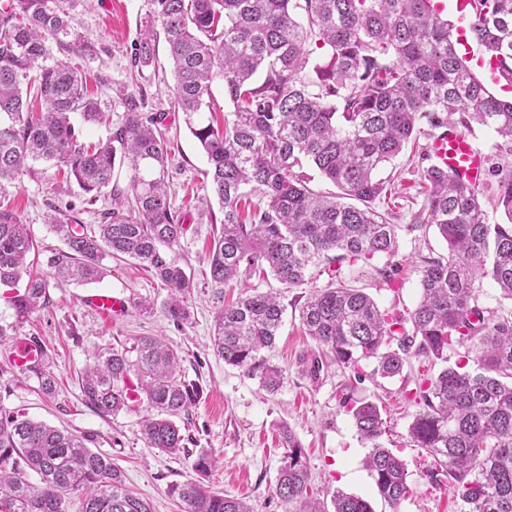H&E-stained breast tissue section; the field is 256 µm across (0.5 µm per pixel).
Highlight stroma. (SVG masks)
I'll use <instances>...</instances> for the list:
<instances>
[{
    "instance_id": "obj_1",
    "label": "stroma",
    "mask_w": 512,
    "mask_h": 512,
    "mask_svg": "<svg viewBox=\"0 0 512 512\" xmlns=\"http://www.w3.org/2000/svg\"><path fill=\"white\" fill-rule=\"evenodd\" d=\"M60 5L72 10L96 53L81 58L54 45L50 59L79 64L89 89L109 115L108 124L82 127L80 141H105L111 127L122 121L124 97L128 94L142 102L144 112L165 117L163 127L174 146L171 198L185 226L173 255L194 284L187 299L191 317L187 322L174 323L163 307L166 289L136 260L127 257L107 260V272L100 282L84 286L50 284L48 304L24 323L20 333L43 345L55 377V391L45 394L34 375L13 370L8 361L13 340L0 339V412H18L85 436L89 448L111 457L126 485L147 498L153 512H181L180 503L169 489L194 478L190 453L200 448L212 450L218 459L207 480L210 487L246 500L254 512H284V504L273 491L284 455L277 432L282 425L290 428L301 443L311 487L320 501H327L329 491L340 489L368 499L375 512H457L449 492L431 484L426 475L430 457L410 441L408 426L417 407L405 398L403 378L372 377L373 365L369 362L362 363L363 377L359 380L352 371L333 364L315 376L306 371L304 359L317 356L319 348L301 329L299 290H282L284 323L275 346L263 353L267 363L283 372V383L276 393L266 392L257 378L225 365L214 354L210 337L215 308L206 284L205 263L216 233L204 205L212 195L205 175L208 165L182 114L169 104L167 87L173 75L166 52H159L156 66L139 70L133 63L147 0H60ZM468 134L488 157L487 186H496L500 178L512 174V144L478 125L472 126ZM429 142V137H420L387 170L393 186H407L410 195L409 200L399 201L394 218L402 226L398 252L389 260L397 266L396 291L381 288L376 280L377 268L389 262L385 258L342 266L343 278L366 289L381 308L403 314L413 310L419 300L423 258L448 253L435 229L411 233L404 229L424 202L414 172L425 167ZM111 207L112 200L107 196L88 204L86 196L66 181L59 167L49 163L30 165L16 181L0 190V210L13 213L27 224L36 245L33 270L44 277L50 272L48 257L64 246L47 224L48 215L60 212L77 217L83 224H98ZM104 289L128 297L130 308L123 320L106 323L84 305L86 296ZM141 300L152 303L150 312L138 310ZM155 335L164 336L179 351L183 376L203 389L199 402L184 417L188 451L177 456L160 454L146 446L142 435L145 403L132 404L117 415L104 417L81 400L79 378L97 351L129 348L137 338ZM346 391L354 399L375 401L386 408L388 432L382 444L405 462L412 488L398 509H391L377 494L365 466L369 449L342 403Z\"/></svg>"
}]
</instances>
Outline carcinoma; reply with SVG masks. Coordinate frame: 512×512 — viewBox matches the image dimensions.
<instances>
[{
  "label": "carcinoma",
  "mask_w": 512,
  "mask_h": 512,
  "mask_svg": "<svg viewBox=\"0 0 512 512\" xmlns=\"http://www.w3.org/2000/svg\"><path fill=\"white\" fill-rule=\"evenodd\" d=\"M471 39L486 62L512 84V0H471ZM134 64L151 67L164 43L174 77L167 87L207 157L212 190L224 209L206 259L207 284L216 300L214 353L246 370L273 393L283 375L260 356L282 326L278 293L254 287L233 303L224 288L269 270L285 288L306 290L299 309L305 333L333 362L362 378L403 376L413 358L446 363L406 391L418 406L409 426L417 448L427 450L430 482L449 491L462 512H512V306L479 305L476 289L491 280L512 302V176L493 193L507 222H490L481 189L432 164L419 173L425 190L416 223L435 227L448 254L425 260L421 295L408 316L381 309L364 289L341 277L347 260L392 258L401 225L393 211L380 212L387 182L377 178L408 143L450 124L492 129L512 142V101L491 94L467 65L458 31L432 0H150ZM83 57L93 47L75 17L56 0H0V184L15 180L28 160L67 168L97 201L112 194V210L95 226L48 218L65 248L49 259V278L29 274L25 263L34 240L26 225L0 211V285L13 321L0 322V337L14 336L27 318L47 305L49 279L97 282L104 261L127 255L167 289L166 314L189 319L185 297L193 283L171 255L185 227L168 192L170 143L162 118L126 101L121 125L95 147L79 142L77 122L105 124L106 113L84 88L81 75L63 62L46 64L48 41ZM326 50L305 77L308 41ZM224 86L233 111L208 122L213 86ZM425 122L428 129L419 127ZM131 170L129 192L114 187L115 166ZM335 193L309 187L314 176ZM258 202L239 208L248 196ZM325 267L332 282L314 287L313 270ZM24 289H18L23 276ZM412 330H407L406 323ZM467 354L448 364V348ZM135 357H130V354ZM181 357L156 336L131 348L95 355L81 379L84 403L101 416L115 415L134 400L146 402L143 439L166 455L184 450L177 419L200 397L181 377ZM357 434L370 448L366 466L381 499L392 508L410 492L403 460L380 443L385 409L373 401L350 406ZM88 439L22 414L0 416V512H152L129 490L107 455ZM286 452L274 485L285 505L327 512L308 498L305 455L285 429ZM200 476L216 467L212 451L195 452ZM184 512H253L241 498L224 496L200 480L170 488ZM333 512H374L371 503L341 490L331 492Z\"/></svg>",
  "instance_id": "cac0c4a2"
}]
</instances>
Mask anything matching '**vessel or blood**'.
<instances>
[{"instance_id": "vessel-or-blood-1", "label": "vessel or blood", "mask_w": 512, "mask_h": 512, "mask_svg": "<svg viewBox=\"0 0 512 512\" xmlns=\"http://www.w3.org/2000/svg\"><path fill=\"white\" fill-rule=\"evenodd\" d=\"M433 158L453 176L474 187L481 186L488 171V159L473 147L468 137L458 128L449 127L433 138L430 143ZM87 306L107 320L126 315L128 304L123 296L109 292H97L85 299ZM44 350L40 344L26 337L16 338L9 355V363L15 370L31 373L40 367Z\"/></svg>"}]
</instances>
